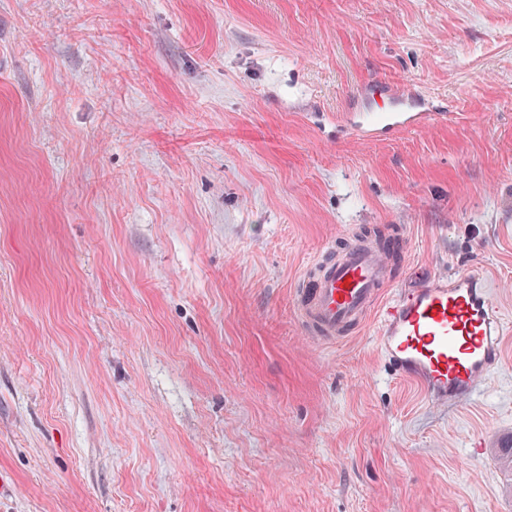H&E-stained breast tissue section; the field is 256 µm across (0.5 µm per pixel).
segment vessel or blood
<instances>
[{"instance_id": "b4317fda", "label": "vessel or blood", "mask_w": 512, "mask_h": 512, "mask_svg": "<svg viewBox=\"0 0 512 512\" xmlns=\"http://www.w3.org/2000/svg\"><path fill=\"white\" fill-rule=\"evenodd\" d=\"M394 109L371 113L359 134L375 139L418 127L429 115L411 87L387 86ZM401 246L356 231L330 249L297 290V319L310 340L337 343L378 316L377 345L391 374L421 388L431 401L456 407L484 388L502 359L501 315L492 285L463 270L385 299L389 259Z\"/></svg>"}]
</instances>
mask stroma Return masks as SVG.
Returning a JSON list of instances; mask_svg holds the SVG:
<instances>
[{"label":"stroma","mask_w":512,"mask_h":512,"mask_svg":"<svg viewBox=\"0 0 512 512\" xmlns=\"http://www.w3.org/2000/svg\"><path fill=\"white\" fill-rule=\"evenodd\" d=\"M410 84L426 123L359 136ZM404 238L506 334L456 408L301 275ZM512 0H0V512H512Z\"/></svg>","instance_id":"35a3bbf8"}]
</instances>
